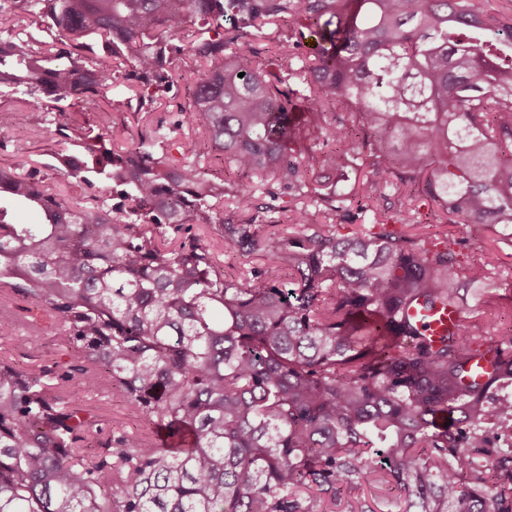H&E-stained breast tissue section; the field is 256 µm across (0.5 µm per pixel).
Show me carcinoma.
I'll list each match as a JSON object with an SVG mask.
<instances>
[{
    "mask_svg": "<svg viewBox=\"0 0 512 512\" xmlns=\"http://www.w3.org/2000/svg\"><path fill=\"white\" fill-rule=\"evenodd\" d=\"M46 25L0 36V89L33 111L69 105L59 172L109 196L73 205L50 183L0 167V290L32 299L80 362L0 360V512H332L375 483L403 512H512V331L464 315L437 340L420 321L460 305L496 257L406 234L374 212L342 234L308 209L263 231L260 202L197 163H167L157 127L133 150L78 103L121 82L150 112L188 85L182 123L212 161L272 177L323 216L366 212L391 187L448 220L492 224L512 245V18L473 0H13ZM276 29L261 67L241 47ZM200 64L192 75L179 61ZM244 76H239V73ZM315 133L308 146L300 128ZM233 208L217 211L224 199ZM213 224L261 266L238 279L196 239ZM417 315H412V312ZM119 389L170 446L100 430L59 381ZM449 419L448 424L439 419Z\"/></svg>",
    "mask_w": 512,
    "mask_h": 512,
    "instance_id": "cac0c4a2",
    "label": "carcinoma"
}]
</instances>
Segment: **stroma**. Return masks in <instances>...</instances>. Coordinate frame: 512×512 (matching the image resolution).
<instances>
[{"label": "stroma", "instance_id": "obj_1", "mask_svg": "<svg viewBox=\"0 0 512 512\" xmlns=\"http://www.w3.org/2000/svg\"><path fill=\"white\" fill-rule=\"evenodd\" d=\"M129 95L128 88L119 84L113 85L108 95L106 109L111 112L114 122L115 146L136 145L144 126L159 124L167 134L164 153L168 163L181 164L177 144L186 133L179 121L180 108L188 102L187 90H180L174 96H164L153 111L144 116L126 111L125 102ZM24 99V94L20 92L0 93V126L12 129L17 138L16 143L0 147V166L11 167L21 173L37 172L38 176L54 185L62 198L70 202L84 201L86 185L59 175L53 167V154L59 149L55 130L66 122V113L56 110L33 112L27 108ZM389 215L394 224L412 225L417 234L435 237L453 234L458 242V255L466 263H481L484 249L492 246L496 236L494 228L484 224L446 223L442 214L426 201L418 202L409 210L391 206ZM190 234L218 256L229 274L242 278L260 264L257 256H244L225 246L212 225H192ZM461 295L464 311H479L499 330L511 329L512 317L507 316L505 310L512 306V247H505L501 252L494 274L483 287L463 286ZM1 317L7 319L9 327L7 333L0 334V359L23 365L47 364L56 366L61 372L66 370L74 354L58 340L43 311L32 301L20 297H0ZM75 392L97 417L104 432L151 433V423L116 390L107 386L83 385L76 387Z\"/></svg>", "mask_w": 512, "mask_h": 512}]
</instances>
